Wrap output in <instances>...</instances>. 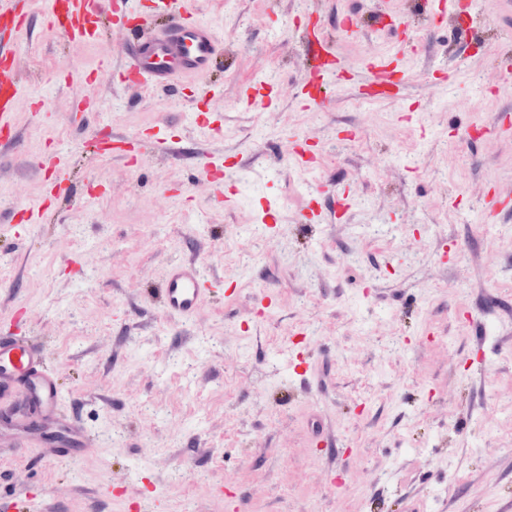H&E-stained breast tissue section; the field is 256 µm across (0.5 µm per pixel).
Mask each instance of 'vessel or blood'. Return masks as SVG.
<instances>
[{
    "mask_svg": "<svg viewBox=\"0 0 512 512\" xmlns=\"http://www.w3.org/2000/svg\"><path fill=\"white\" fill-rule=\"evenodd\" d=\"M155 7L169 15V22L150 33L136 35L123 47L127 62L118 69L119 78L137 91L152 94L173 88L187 78L207 79L222 51L217 32L194 18L187 0H155ZM47 15L51 27L71 42L83 44L99 36L100 0H48ZM28 17L22 0H0V148L4 150L13 149L18 142L13 116L23 99L13 44L26 31ZM301 41L308 73L316 80L315 92L304 95L311 106L324 101L335 77L346 66L323 33H306ZM366 69L368 86L398 83L396 54L374 58ZM148 145L162 148L173 160L185 155L182 141L161 130L138 138L110 133L97 143L96 151L105 157H124L135 165L143 159ZM198 160L201 184L222 188L223 162L204 153ZM233 293L232 286L205 279L198 262L175 259L167 266L158 300L167 316L187 322L218 295L229 297ZM5 393L21 395L29 414L23 424L0 418V439L7 447L23 451L44 438L53 440L65 454L97 447V436L75 411L64 408L62 388L46 349L34 338L12 331L0 333V395Z\"/></svg>",
    "mask_w": 512,
    "mask_h": 512,
    "instance_id": "b4317fda",
    "label": "vessel or blood"
}]
</instances>
